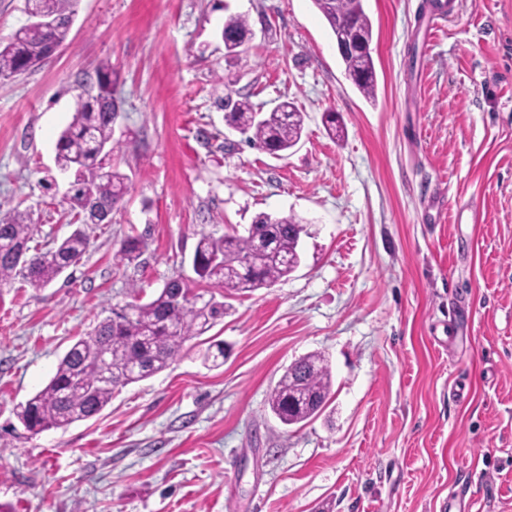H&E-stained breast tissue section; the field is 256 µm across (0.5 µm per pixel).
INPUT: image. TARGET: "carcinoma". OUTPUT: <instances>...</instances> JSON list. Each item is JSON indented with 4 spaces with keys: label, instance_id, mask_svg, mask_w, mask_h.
Listing matches in <instances>:
<instances>
[{
    "label": "carcinoma",
    "instance_id": "carcinoma-1",
    "mask_svg": "<svg viewBox=\"0 0 512 512\" xmlns=\"http://www.w3.org/2000/svg\"><path fill=\"white\" fill-rule=\"evenodd\" d=\"M78 0H26V11L51 17L56 25L44 28L32 20L20 26L9 41L0 44V79H11L37 67L51 43L67 40L68 24ZM331 31L350 29L357 46L341 55L345 71L358 92L367 100L377 95V76L371 52L372 23L364 0H312ZM250 33L246 16L224 21L221 37L237 45ZM112 64L102 62L97 70V88L77 93L72 120L55 145L58 169L72 171L73 194L69 211L82 224L112 220L128 192V177L117 170L100 173L98 150L113 148L115 117L112 95ZM227 118L247 142L269 154L279 155L300 141L304 117L288 101L255 118V106L247 98L220 97ZM35 225L28 213L13 209L0 220V288L17 278L34 288L56 280L63 268L82 259L89 239L77 227L46 251L30 254L25 272H20L13 252L31 250ZM304 221L294 215L258 214L247 234L214 237L200 233L193 255L198 279L224 289V296L267 288L288 278L300 264L299 243ZM147 249L143 236L127 238L115 253L121 264L137 261ZM226 303L215 295L193 293L189 286L171 279L151 300L130 303L122 312L112 311L92 333L77 339L59 360L50 382L18 406L17 418L25 430L38 435L99 414L111 401L114 389L139 382L167 368L185 348L186 342L204 333L206 326L226 314ZM112 357V384H101L96 376V359L102 352ZM332 391V377L325 358L309 354L290 365L268 396V405L285 425L304 422L322 413Z\"/></svg>",
    "mask_w": 512,
    "mask_h": 512
}]
</instances>
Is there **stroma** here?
I'll use <instances>...</instances> for the list:
<instances>
[{
  "label": "stroma",
  "mask_w": 512,
  "mask_h": 512,
  "mask_svg": "<svg viewBox=\"0 0 512 512\" xmlns=\"http://www.w3.org/2000/svg\"><path fill=\"white\" fill-rule=\"evenodd\" d=\"M365 0L376 103L311 0H79L60 50L0 80V205L46 249L74 229L55 142L103 61L121 105L105 165L129 191L45 288H0V512H512V0ZM253 38L233 57L226 18ZM294 101L273 156L229 129L215 87ZM339 113L342 140L324 128ZM304 218L301 263L98 415L30 435L20 403L75 337L192 268L200 233ZM149 232L139 265L114 259ZM224 341L223 365L202 352ZM325 412L284 426L267 399L311 353ZM250 23L246 16L235 15L230 16L224 21V27L221 31V38H225L227 47L236 46L242 41L248 33H250ZM228 42H231L228 46Z\"/></svg>",
  "instance_id": "stroma-1"
}]
</instances>
